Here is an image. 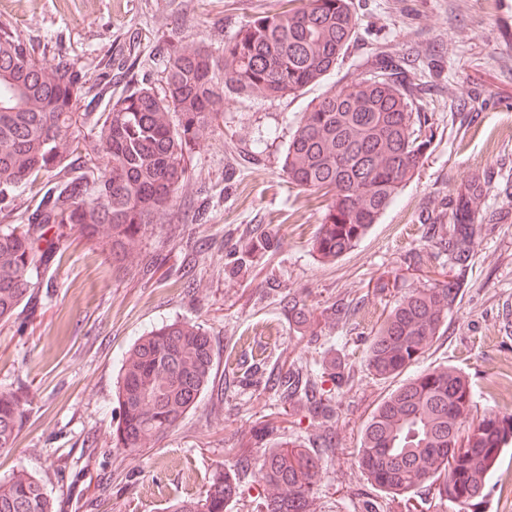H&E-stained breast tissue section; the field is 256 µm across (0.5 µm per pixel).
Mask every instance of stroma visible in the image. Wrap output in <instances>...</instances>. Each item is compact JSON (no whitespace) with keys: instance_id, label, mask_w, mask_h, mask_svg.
<instances>
[{"instance_id":"stroma-1","label":"stroma","mask_w":512,"mask_h":512,"mask_svg":"<svg viewBox=\"0 0 512 512\" xmlns=\"http://www.w3.org/2000/svg\"><path fill=\"white\" fill-rule=\"evenodd\" d=\"M354 46L320 84L297 97L230 98L219 126L192 153L179 207L115 270L102 249L70 234L60 262L44 269L34 299L0 325V389L26 391L29 410L13 448L0 450V480L25 467L42 480L53 512H169L198 496L209 476L254 446L259 424L324 455L320 512H405L354 467L362 428L393 382L375 379L365 354L403 287L451 280L419 213L473 173L490 177L488 210H512V0H351ZM286 0H0V27L15 30L45 63L95 67L135 47L139 65L104 95L161 88L170 44L221 49L258 15ZM415 59L432 88L423 114L434 139L418 175L361 242L325 262L311 250L326 200L283 171L288 141L313 100L343 77L368 71L382 53ZM246 251L229 267L231 253ZM467 286L418 369L454 364L480 407L512 413V219L477 225ZM307 305L308 323L288 310ZM175 320L200 324L213 341L216 376L196 407L154 447L112 446L117 377L134 340ZM340 361L339 419L326 427L302 405L290 410L252 367L316 370Z\"/></svg>"}]
</instances>
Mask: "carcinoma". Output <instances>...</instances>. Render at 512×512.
Listing matches in <instances>:
<instances>
[{
  "label": "carcinoma",
  "instance_id": "cac0c4a2",
  "mask_svg": "<svg viewBox=\"0 0 512 512\" xmlns=\"http://www.w3.org/2000/svg\"><path fill=\"white\" fill-rule=\"evenodd\" d=\"M350 0H304L259 16L214 51L181 40L167 53L162 93L136 87L101 112L83 109L111 74L47 65L20 34L0 28V321L34 296V279L53 262L65 230L101 245L121 268L135 262L134 244L177 205L190 178L192 146L224 114L226 94L297 96L336 67L356 39ZM419 72L405 56L386 55L369 74L347 79L304 112L284 159L288 183L327 197L312 251L334 261L351 251L419 173L430 140L422 137ZM89 127L88 139L76 132ZM107 159L98 180L97 161ZM489 182L466 177L459 189L419 217L448 223L436 241L448 264L473 258L475 224L486 215ZM462 283L397 291L366 351L379 379L417 364L440 335ZM215 352L199 325L175 321L139 336L121 359L116 448L137 454L173 431L214 382ZM308 382L287 363L267 390L288 405ZM30 399L0 390V449L14 447ZM512 446V414L478 410L470 380L453 365L428 368L389 392L362 430L354 465L371 484L403 497L406 512L420 491L466 512L487 497L499 460ZM323 460L294 441L261 449L263 496L256 512H317ZM245 470L215 472L203 494L171 512H224ZM0 512H53L45 485L19 467L0 480Z\"/></svg>",
  "mask_w": 512,
  "mask_h": 512
}]
</instances>
